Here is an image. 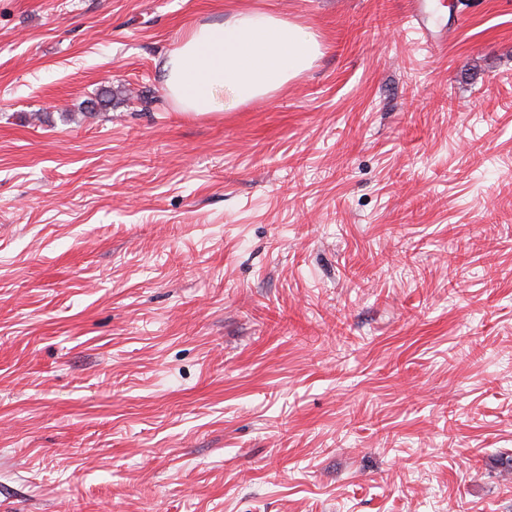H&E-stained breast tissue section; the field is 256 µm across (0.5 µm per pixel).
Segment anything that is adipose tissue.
<instances>
[{
    "mask_svg": "<svg viewBox=\"0 0 512 512\" xmlns=\"http://www.w3.org/2000/svg\"><path fill=\"white\" fill-rule=\"evenodd\" d=\"M321 54L315 32L286 18L241 10L187 31L162 65L182 111L231 112L282 89Z\"/></svg>",
    "mask_w": 512,
    "mask_h": 512,
    "instance_id": "1",
    "label": "adipose tissue"
}]
</instances>
